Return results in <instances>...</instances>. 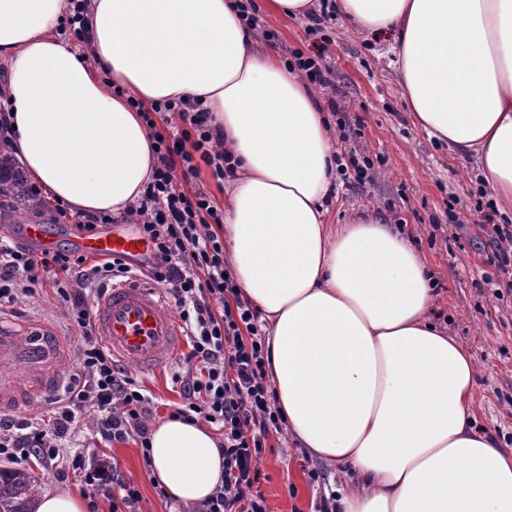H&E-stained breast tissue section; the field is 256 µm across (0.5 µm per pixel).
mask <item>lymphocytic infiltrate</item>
<instances>
[{
  "instance_id": "lymphocytic-infiltrate-1",
  "label": "lymphocytic infiltrate",
  "mask_w": 512,
  "mask_h": 512,
  "mask_svg": "<svg viewBox=\"0 0 512 512\" xmlns=\"http://www.w3.org/2000/svg\"><path fill=\"white\" fill-rule=\"evenodd\" d=\"M141 117L153 137L152 177L132 214L152 253L146 275L179 308L189 350L173 381L183 401L175 413L189 421L215 425L224 459V484L194 512H268L257 485L258 463L272 435L285 420L267 382L265 338L259 332V311L243 294L224 261V215L209 196L187 189L201 167L214 179L234 177L237 160L224 150V131L211 123L199 103L164 101ZM130 262L116 257L87 266L74 252L36 254L27 246L0 237V307L22 297L39 295L52 282L77 335L78 375L65 388V399L46 424L23 417L0 418V461L22 465L36 461L66 478L81 473L89 489V512L98 499L111 502L112 512H140L141 494L126 481L119 462L85 463L59 443L80 426L85 407L96 411L93 428L107 444L135 441L143 464H150L149 398L138 383L118 368L96 336L92 313L82 291L69 282L97 278L115 283L128 279Z\"/></svg>"
}]
</instances>
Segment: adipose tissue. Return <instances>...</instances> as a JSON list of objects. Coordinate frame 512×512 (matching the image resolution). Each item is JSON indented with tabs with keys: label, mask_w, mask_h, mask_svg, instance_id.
<instances>
[{
	"label": "adipose tissue",
	"mask_w": 512,
	"mask_h": 512,
	"mask_svg": "<svg viewBox=\"0 0 512 512\" xmlns=\"http://www.w3.org/2000/svg\"><path fill=\"white\" fill-rule=\"evenodd\" d=\"M67 0H0L11 143L49 198L118 213L151 177L130 105L200 100L240 162L224 191L227 261L267 320L268 379L288 431L346 466L338 512H512V450L471 417L472 352L429 319L431 274L374 216L331 224L336 131L265 51L233 0H87L86 49ZM349 25L396 35L418 123L463 153L512 211V0H336ZM149 478L185 505L224 482L203 423L152 429ZM77 0H73V7L70 10V14L65 17L62 21V29L66 32L67 30L72 31V36L69 32L63 33L69 44L73 47L81 48L82 43L86 44L88 42V32L86 31L85 23H84V9L83 3H80ZM82 42V43H80Z\"/></svg>",
	"instance_id": "1"
}]
</instances>
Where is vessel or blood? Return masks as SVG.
Wrapping results in <instances>:
<instances>
[{"label":"vessel or blood","instance_id":"vessel-or-blood-1","mask_svg":"<svg viewBox=\"0 0 512 512\" xmlns=\"http://www.w3.org/2000/svg\"><path fill=\"white\" fill-rule=\"evenodd\" d=\"M22 236L40 249L53 250L56 237L50 225L27 224ZM75 251L97 258L123 256L140 260L151 245L133 231L103 232L74 240ZM95 325L99 338L113 358L155 372L177 354L182 341L163 292L140 278L107 288L95 301ZM69 344L64 337L35 328L0 334V373L19 369L24 386L0 381V408L30 405L47 392L59 388L64 379V361Z\"/></svg>","mask_w":512,"mask_h":512}]
</instances>
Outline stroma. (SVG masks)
<instances>
[{
	"instance_id": "stroma-1",
	"label": "stroma",
	"mask_w": 512,
	"mask_h": 512,
	"mask_svg": "<svg viewBox=\"0 0 512 512\" xmlns=\"http://www.w3.org/2000/svg\"><path fill=\"white\" fill-rule=\"evenodd\" d=\"M262 21L278 34L285 50L319 51L305 34L307 18L266 14ZM326 33L330 43L324 53L335 77L332 87L318 90L317 96L324 102L335 99L339 106L329 116L339 145L382 159L366 183H337L331 221L346 223L357 211L394 218L397 231L436 273L433 321L474 355L477 426L490 431L500 447L512 448V292L497 293L494 283L501 272L486 262L493 251L487 226L512 224V214L488 208L492 193L474 157L456 154L415 123L396 79L392 33L353 29L341 18L329 23ZM0 322H35L62 336L74 334L65 302L49 286L39 296L1 307ZM179 366L175 358L154 374L125 368L153 395L154 419L169 416L182 401L172 381ZM93 420V410H86L77 441L85 458H117L141 493V512H179V502L167 505L157 497L137 444L130 440L100 449L92 436ZM269 443L259 463V489L269 512H314L323 495L340 487L337 465L304 457L288 433L272 436ZM313 470L319 472L318 480L310 479Z\"/></svg>"
}]
</instances>
